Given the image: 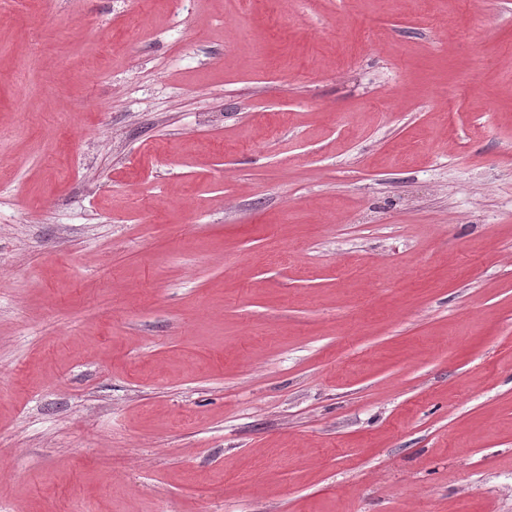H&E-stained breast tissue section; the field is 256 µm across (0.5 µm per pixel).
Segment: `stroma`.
<instances>
[{"instance_id": "35a3bbf8", "label": "stroma", "mask_w": 512, "mask_h": 512, "mask_svg": "<svg viewBox=\"0 0 512 512\" xmlns=\"http://www.w3.org/2000/svg\"><path fill=\"white\" fill-rule=\"evenodd\" d=\"M0 512H512V0H0Z\"/></svg>"}]
</instances>
